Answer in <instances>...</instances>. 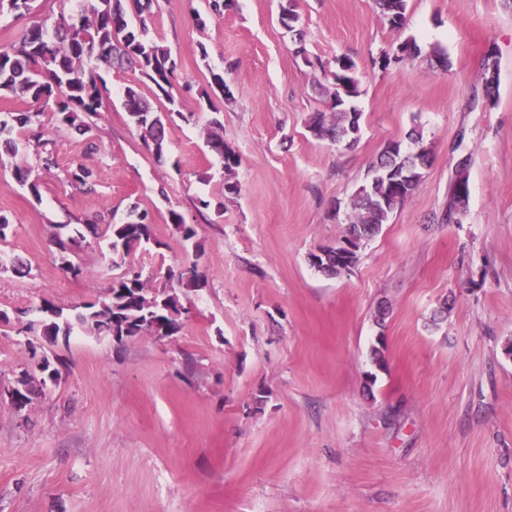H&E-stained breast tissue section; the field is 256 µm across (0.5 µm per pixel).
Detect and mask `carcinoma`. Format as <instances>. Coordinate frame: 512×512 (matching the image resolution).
I'll use <instances>...</instances> for the list:
<instances>
[{"mask_svg": "<svg viewBox=\"0 0 512 512\" xmlns=\"http://www.w3.org/2000/svg\"><path fill=\"white\" fill-rule=\"evenodd\" d=\"M133 2L139 18L136 26L128 20L127 0H97L90 9L83 8L74 15L60 13L51 25H32L24 31L17 46H0V92L29 104H54L59 123L84 134L91 128L88 118L98 114L105 91L94 70L84 66L85 59L94 56L110 68L139 70L155 85L163 99L174 103L172 80L176 63L163 44L148 37L144 14L150 11L153 0ZM376 5L391 27L403 25L407 0H376ZM330 76L335 85L330 113H313L307 128L319 139L352 145L357 142L355 133L360 130L361 120V113L352 104L360 94L355 62L349 57L337 59L336 70L330 72ZM123 97L140 138L157 157H162L166 125L174 111L155 110L133 86L124 88ZM40 115L39 111L26 109L0 116V148L15 159L14 179L28 186L34 195L39 194L38 185L31 181V167L13 133L27 128L35 143L44 146L43 132L35 129ZM221 127L218 119L210 121L206 145L229 171L237 165V160L224 147V139L217 132ZM409 138L415 151H402L398 142L387 146L373 162L367 180L352 196L350 222L342 238L350 246L348 258L340 262L336 248L325 247L319 256L310 254L314 258L311 265L317 271L337 277L354 266L361 246L380 233L382 226L389 223L394 212L418 188L430 152L420 132L412 130ZM169 222L183 240L191 242L196 237L194 225L186 223L181 213L170 211ZM88 234L100 237L96 222L88 220L70 229L65 237L55 235L54 244L63 254L71 246L85 241ZM105 236L112 255L122 259L153 240V225L148 215L133 205L121 221L107 225ZM167 279L170 285L151 293L142 274L129 269L112 280L101 299L83 306L73 316L64 314V309L54 303L43 301L36 308L38 320L23 324L19 332L68 337L78 327L86 334L109 338L113 336L114 323L118 322L128 326L125 337L118 338L120 342L125 338L152 335L156 326L178 333L182 329L183 315L188 313L180 292L201 287L200 277L193 265L178 272L168 270Z\"/></svg>", "mask_w": 512, "mask_h": 512, "instance_id": "cac0c4a2", "label": "carcinoma"}]
</instances>
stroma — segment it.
<instances>
[{
    "instance_id": "35a3bbf8",
    "label": "stroma",
    "mask_w": 512,
    "mask_h": 512,
    "mask_svg": "<svg viewBox=\"0 0 512 512\" xmlns=\"http://www.w3.org/2000/svg\"><path fill=\"white\" fill-rule=\"evenodd\" d=\"M280 2L234 0L217 16L205 0H155L149 35L177 63L163 156L120 95L131 85L152 102L155 86L105 69L91 132L43 112L56 165L26 149L38 193L0 157V251L30 270H0V392L36 354L62 363L23 411L0 400V512H512V0H407L399 29L375 0H296L294 33ZM71 8L34 0L21 15L0 0V46ZM299 40L355 62L354 146L308 131L333 84L315 82ZM404 42L414 52L392 60ZM215 72L229 92L204 99ZM215 117L238 160L229 171L205 144ZM415 127L430 149L418 188L350 271L317 272L308 257L344 235L372 161ZM464 157L469 197L447 221ZM80 167L90 190L70 180ZM133 205L155 244L116 263L90 238L70 256L80 275L63 270L59 225H104ZM185 263L203 286L176 336L78 330L54 346L18 332L42 300L72 314L127 269L155 291L158 270Z\"/></svg>"
}]
</instances>
